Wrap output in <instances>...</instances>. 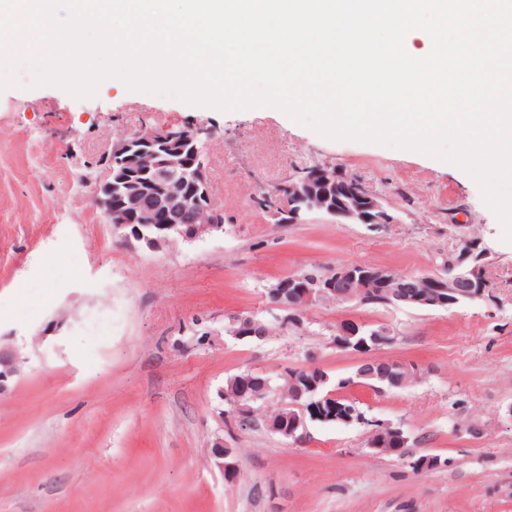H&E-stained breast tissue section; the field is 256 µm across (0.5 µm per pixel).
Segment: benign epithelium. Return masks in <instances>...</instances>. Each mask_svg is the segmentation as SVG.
Returning a JSON list of instances; mask_svg holds the SVG:
<instances>
[{"instance_id":"benign-epithelium-1","label":"benign epithelium","mask_w":512,"mask_h":512,"mask_svg":"<svg viewBox=\"0 0 512 512\" xmlns=\"http://www.w3.org/2000/svg\"><path fill=\"white\" fill-rule=\"evenodd\" d=\"M309 183V179L301 177L273 192L269 205L283 221L298 223L304 205L310 211L336 214L332 208L327 210L319 203L307 201L304 192L308 190ZM369 200L368 212L348 211L346 216L355 223L370 226L390 223L392 217L388 216L377 199L371 196ZM91 204L123 242H136L149 249L170 244L177 239L192 241L205 235L224 233V212L217 209L212 200L204 163V144L199 130L174 128L164 133L142 131L120 138L112 145L105 175L96 181ZM188 210L194 213L193 223H179L182 214ZM461 264L462 258L450 254L447 275L421 276V281L427 284L422 292L417 291L413 284L416 277L412 276L409 282L400 284L395 292L388 295L385 302L395 308L446 309L458 302L457 283L461 276L455 273V269ZM332 273L352 281L350 293L338 294L332 281L309 273L278 280L270 288L269 294L272 303L286 312V315L279 317V321L285 326H304L301 307L297 304L300 298L310 304L333 294L342 303L356 301L366 305L377 302L379 298L375 285L388 279V269L377 266L358 272L349 265H339L332 269ZM471 274L472 287L467 298L473 300L485 295L487 282L480 265H474ZM238 322L240 328L232 333L235 338L244 340L265 337L261 320L240 316ZM359 332L360 325L355 323L337 326L336 335L339 339L335 341L336 347L354 352L361 351L363 347L370 351L378 350L384 343L382 337L387 335V331L382 330L373 334L369 344L351 343L350 339L359 335ZM19 366L17 354L8 347L0 346V383L17 374ZM289 375L314 386L328 380L316 362L291 370ZM255 398V394L242 390L233 404V413L247 425L253 424L251 403ZM345 399L347 396L344 391L338 390L327 393L314 406L301 401L299 396H292L287 402L281 401V411L288 413L290 419V425L283 431V435L295 445L306 444L308 419L335 420V402ZM350 415L357 422L371 427L368 445L373 451H379L376 437L384 432L397 440L398 447H410V438L401 426L369 420L357 409L350 410ZM211 455L220 471H240L239 460L232 453L224 451V438L218 436L214 439Z\"/></svg>"}]
</instances>
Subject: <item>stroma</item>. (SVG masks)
<instances>
[{"mask_svg": "<svg viewBox=\"0 0 512 512\" xmlns=\"http://www.w3.org/2000/svg\"><path fill=\"white\" fill-rule=\"evenodd\" d=\"M18 80L0 91V344L21 360L0 387V512H512V243L467 173L332 141L280 111L123 86L78 100L26 71ZM178 127L204 132L224 233L123 245L91 205L93 182L119 137ZM312 167L361 183L393 223L314 211L281 224L258 207L260 192ZM467 238L484 250L486 298L440 310L320 301L305 329L273 323L282 277L341 264L441 275ZM234 315L272 330L235 339ZM349 321L389 326L395 341L367 356L336 348ZM368 358L424 368L407 388L348 394L438 468L374 453L357 424L308 423L298 447L225 421L230 376L276 379L314 360L344 378ZM218 436L241 459L236 482L212 458Z\"/></svg>", "mask_w": 512, "mask_h": 512, "instance_id": "stroma-1", "label": "stroma"}]
</instances>
